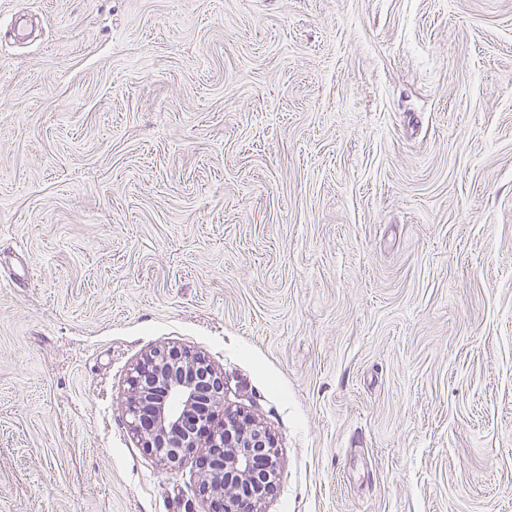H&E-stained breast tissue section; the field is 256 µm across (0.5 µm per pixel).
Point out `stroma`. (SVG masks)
I'll return each instance as SVG.
<instances>
[{"mask_svg":"<svg viewBox=\"0 0 512 512\" xmlns=\"http://www.w3.org/2000/svg\"><path fill=\"white\" fill-rule=\"evenodd\" d=\"M163 346L262 512H512V0H0V512H207ZM127 381L129 430L163 470L193 460L207 512H261L280 450L252 414L224 408V372L205 355L168 346L140 358Z\"/></svg>","mask_w":512,"mask_h":512,"instance_id":"stroma-1","label":"stroma"}]
</instances>
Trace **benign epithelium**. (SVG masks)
Wrapping results in <instances>:
<instances>
[{
    "label": "benign epithelium",
    "mask_w": 512,
    "mask_h": 512,
    "mask_svg": "<svg viewBox=\"0 0 512 512\" xmlns=\"http://www.w3.org/2000/svg\"><path fill=\"white\" fill-rule=\"evenodd\" d=\"M125 412L162 469L194 461L208 512H261L280 450L252 414L224 407V373L206 356L176 346L145 354L130 369Z\"/></svg>",
    "instance_id": "7a95c632"
}]
</instances>
